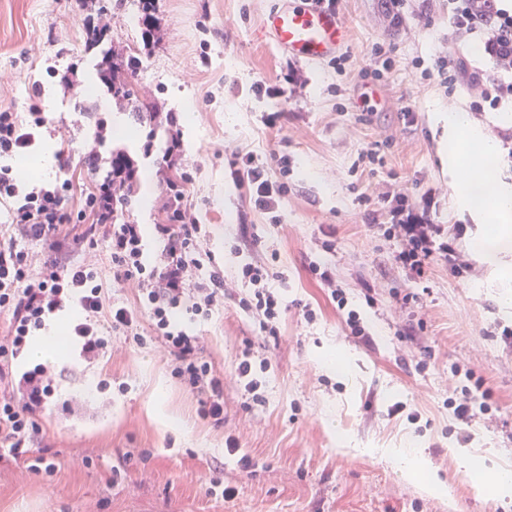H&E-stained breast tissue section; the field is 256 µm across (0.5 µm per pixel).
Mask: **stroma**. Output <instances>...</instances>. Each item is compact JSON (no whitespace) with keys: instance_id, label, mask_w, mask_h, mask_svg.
Instances as JSON below:
<instances>
[{"instance_id":"35a3bbf8","label":"stroma","mask_w":512,"mask_h":512,"mask_svg":"<svg viewBox=\"0 0 512 512\" xmlns=\"http://www.w3.org/2000/svg\"><path fill=\"white\" fill-rule=\"evenodd\" d=\"M138 2L91 0L110 18L108 47L140 52L138 86L170 118L152 149L139 138L125 144L138 166L136 196L150 200L128 219L162 223L170 169L189 175L185 201L205 224L204 248L228 283L223 308L193 324L205 360L224 377V423L198 416L196 395L156 345L133 347L116 336L111 356L92 364L71 345L49 361L73 373L39 416L55 471L37 476L0 457V512H512V489L490 495L473 480L477 472L512 473V345L501 336L512 328V282L474 249L481 224L459 200L470 169L449 167L440 119L465 113L494 139L512 184V107L475 111L466 87L451 92L426 74L435 56L458 45L491 69L488 55L474 50L477 38L463 42L453 32L448 0H406L397 27L383 0H342L352 37L337 70L257 42L273 0H156L158 26L146 44L139 27L126 24ZM84 15L79 0H0V106L26 120L32 88L41 86L48 123L39 144H56L61 127L72 142L67 166L55 162L24 180L69 179L78 194L93 182L79 152L94 134L87 110L108 121L125 113L98 85L101 55L85 48ZM378 47L390 69L382 82L361 79ZM70 65L81 86H96L95 96L62 87L53 72ZM291 71L293 84L284 80ZM259 82L277 94H256ZM404 102L413 120L401 114ZM235 150L287 157L291 191L275 215L255 209L234 178ZM371 150L378 161L363 162ZM393 188L430 194L435 223L465 225L459 247L474 267L470 278L452 277L442 261L423 281L392 265L393 241L368 228V199ZM253 232L278 254L269 286L288 305L274 343L238 306L249 289L237 278L241 248ZM327 240L333 252L323 251ZM315 259L335 267L369 341L348 336L308 270ZM407 293L420 295L421 309L402 305ZM307 307L314 320L304 318ZM417 317L424 321L417 341L398 340L396 329ZM423 344L430 357H421ZM248 347L267 362L264 401L252 406L235 371ZM468 369L490 391V409L462 426L449 401ZM231 441L236 451H228ZM465 453L472 469L461 463ZM244 454L252 469L241 468ZM216 477L236 487L234 498L211 492Z\"/></svg>"}]
</instances>
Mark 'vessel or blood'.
I'll return each mask as SVG.
<instances>
[{
	"mask_svg": "<svg viewBox=\"0 0 512 512\" xmlns=\"http://www.w3.org/2000/svg\"><path fill=\"white\" fill-rule=\"evenodd\" d=\"M256 37L291 58L320 62L348 43L350 29L336 10L316 0H275Z\"/></svg>",
	"mask_w": 512,
	"mask_h": 512,
	"instance_id": "b4317fda",
	"label": "vessel or blood"
}]
</instances>
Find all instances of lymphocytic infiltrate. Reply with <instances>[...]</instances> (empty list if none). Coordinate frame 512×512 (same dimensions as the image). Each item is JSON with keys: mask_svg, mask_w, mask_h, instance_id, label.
Wrapping results in <instances>:
<instances>
[{"mask_svg": "<svg viewBox=\"0 0 512 512\" xmlns=\"http://www.w3.org/2000/svg\"><path fill=\"white\" fill-rule=\"evenodd\" d=\"M499 2L448 0L449 24L459 36H483L494 74L469 67L465 58L452 54L435 59L443 83L452 86L459 77L468 78L478 112L512 99V11L501 8ZM45 123L38 104H31L24 123L16 113L0 108V158L32 147ZM236 161L238 179L247 185L255 206L267 213L278 209L288 193L287 157L272 154L262 159L247 153ZM73 196L70 180L29 185L11 168L0 167V199L11 203L10 221L0 225V316L8 321L0 336V450L18 458L43 441L39 414L63 374L42 363L25 364L24 358L47 319L73 302L83 316L70 332L84 362L93 363L111 353L116 336L139 345L155 341L170 359L174 375L197 392L200 418L223 424L224 381L204 360L201 336L178 325L181 315L206 319L224 304L223 270L202 263L205 226L189 207L178 202L168 205L169 223L156 227L161 252L150 263L145 259L140 225L113 223L111 210L94 206L87 195L79 207H72ZM374 205L376 214L387 219L381 227L384 236L396 242L391 260L397 268L420 279L435 261L443 260L453 277L470 275L471 266L457 245L463 227L433 223L429 197L416 199L393 189L378 193ZM32 243L47 247V255L40 258L30 252ZM101 244L114 279L135 288L137 306L106 304L96 264L83 258ZM310 270L327 288L337 310L343 311L351 335L365 336L357 313L346 308V293L336 281L335 270L318 262L311 263ZM241 276L251 290L240 298V308L256 316L263 340L277 338L286 306L268 287L269 265L263 258L253 259L242 266ZM144 319L150 326L146 333L140 330Z\"/></svg>", "mask_w": 512, "mask_h": 512, "instance_id": "lymphocytic-infiltrate-1", "label": "lymphocytic infiltrate"}]
</instances>
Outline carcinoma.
<instances>
[{
    "mask_svg": "<svg viewBox=\"0 0 512 512\" xmlns=\"http://www.w3.org/2000/svg\"><path fill=\"white\" fill-rule=\"evenodd\" d=\"M140 3L144 4L141 24L142 36L146 38L157 25L154 0H140ZM140 64V58L133 53L114 51L112 57L101 62L99 78L112 99L129 109L136 124V133L144 135L145 148L148 149L162 127L163 118L151 100L139 95L135 77ZM108 168L112 172V183H122V192L112 196V212L119 219L134 207V185L137 182L138 168L132 157L122 149L112 151Z\"/></svg>",
    "mask_w": 512,
    "mask_h": 512,
    "instance_id": "cac0c4a2",
    "label": "carcinoma"
}]
</instances>
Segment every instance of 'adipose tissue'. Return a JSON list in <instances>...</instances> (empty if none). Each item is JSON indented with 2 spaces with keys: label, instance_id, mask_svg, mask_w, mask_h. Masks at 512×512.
Returning <instances> with one entry per match:
<instances>
[{
  "label": "adipose tissue",
  "instance_id": "obj_1",
  "mask_svg": "<svg viewBox=\"0 0 512 512\" xmlns=\"http://www.w3.org/2000/svg\"><path fill=\"white\" fill-rule=\"evenodd\" d=\"M447 125L450 165L465 163L476 169L462 186L463 203L484 223L498 227L491 239H476L478 253L489 265L498 266L501 257L512 253V189L500 179L498 145L472 127L463 113H449Z\"/></svg>",
  "mask_w": 512,
  "mask_h": 512
}]
</instances>
